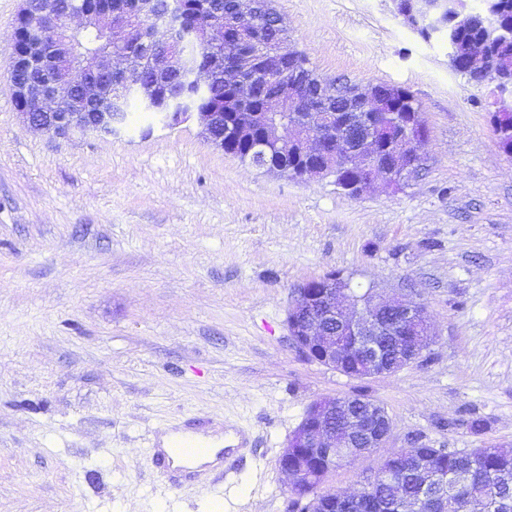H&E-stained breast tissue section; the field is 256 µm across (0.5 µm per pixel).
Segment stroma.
<instances>
[{
	"label": "stroma",
	"mask_w": 512,
	"mask_h": 512,
	"mask_svg": "<svg viewBox=\"0 0 512 512\" xmlns=\"http://www.w3.org/2000/svg\"><path fill=\"white\" fill-rule=\"evenodd\" d=\"M321 77L418 100L415 179L352 198L269 173L150 114L59 137L17 112L0 0V512H290L278 458L311 402L361 393L384 448L331 471L352 492L400 448H512V155L495 82H470L392 0H273ZM336 271L425 305L417 362L356 380L305 359L294 290ZM487 424L482 432L472 420ZM244 430L223 480L172 485L167 427ZM492 127L499 146L505 153L512 154V112H494Z\"/></svg>",
	"instance_id": "obj_1"
}]
</instances>
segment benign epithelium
<instances>
[{"instance_id": "1", "label": "benign epithelium", "mask_w": 512, "mask_h": 512, "mask_svg": "<svg viewBox=\"0 0 512 512\" xmlns=\"http://www.w3.org/2000/svg\"><path fill=\"white\" fill-rule=\"evenodd\" d=\"M158 0H101L91 9L67 10L57 17V30L52 37L40 26H29L22 31L24 45L17 57L11 58L10 80L14 92L35 101L42 110V119L32 112L22 111L23 121L48 133L66 135L76 128L84 132L112 135L125 124L126 91L112 90V76H125L145 103L150 98L145 88L135 82L138 71L149 70L163 82L171 74L188 75L199 84L208 83L212 76L221 74L237 89L239 100L247 104L252 89L269 81L280 83L279 92L267 99L263 111L243 113L244 123L254 122L261 130V141L278 152L282 161L271 171L288 173L296 179L323 177L338 168L356 173L344 192L353 198L360 196L379 175H384L393 186L399 180L410 178L418 167V144L425 135L418 131L414 121H400L383 134V126L370 119L363 125L351 126L343 113L331 108L324 92L312 100L302 98L297 90L299 81L287 78V50L278 45L256 43L233 60L219 53L224 41L237 37L240 27L224 24L213 17L205 19L191 31L184 29L181 5L168 0L165 10ZM133 9L140 19L138 24L117 25L119 17ZM398 13L405 23L415 29H424L434 35L446 29L448 23L459 25L469 17V10L458 11L447 7L445 0H399ZM272 12L270 0H239L241 20H248ZM83 19L85 30L112 29L122 42L136 44L144 30L155 35L164 29V38L156 40L158 49L139 60V63L120 68L115 61L130 60L131 56L116 50L86 59L82 68L70 65L71 43L67 34L72 30L71 20ZM191 40L194 49L214 54L210 68L201 70L192 64L191 50L183 42ZM51 68L50 80L33 81L26 73L34 68ZM384 86L374 85L368 92L349 99L354 111L373 113L372 105L383 93ZM78 93L89 105L107 104L109 111L96 113L90 125L80 122L78 112H58L63 99ZM196 120L207 142H212V129L218 116L212 112H175L173 119ZM321 290L308 281L295 289V299L287 315V327L296 347L309 361L343 372L347 360L355 355L357 368L363 378H378L395 374L416 362L433 343L435 332L427 310L421 303L409 301L399 294L385 296L375 287L365 301H359L351 288L350 279L329 272L318 278ZM349 418L346 432L332 424L337 414ZM392 431L387 410L361 394H349L310 404L300 426L288 440V448H307L321 455L327 470L336 464H347L366 455V448H382ZM412 457L414 468L423 479V486L436 485L426 460L413 456V449L400 450Z\"/></svg>"}]
</instances>
